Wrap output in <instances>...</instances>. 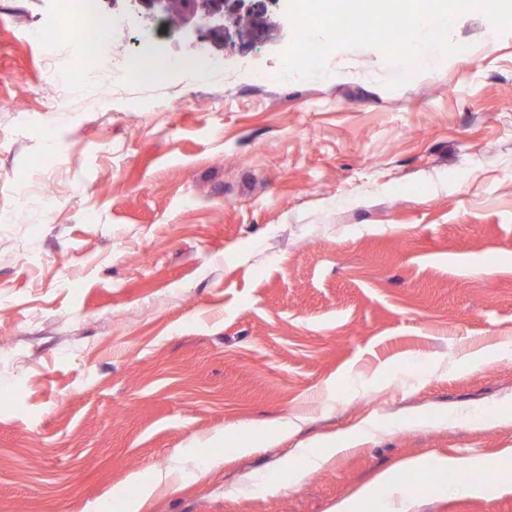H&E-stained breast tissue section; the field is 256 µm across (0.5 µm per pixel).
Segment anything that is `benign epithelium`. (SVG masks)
<instances>
[{"mask_svg":"<svg viewBox=\"0 0 512 512\" xmlns=\"http://www.w3.org/2000/svg\"><path fill=\"white\" fill-rule=\"evenodd\" d=\"M141 14L149 19L165 18L169 13L170 0H128ZM240 13L255 18V30L264 27L261 5L248 0H186L181 26L194 24L193 33L210 41L223 39L236 31L232 20Z\"/></svg>","mask_w":512,"mask_h":512,"instance_id":"obj_1","label":"benign epithelium"}]
</instances>
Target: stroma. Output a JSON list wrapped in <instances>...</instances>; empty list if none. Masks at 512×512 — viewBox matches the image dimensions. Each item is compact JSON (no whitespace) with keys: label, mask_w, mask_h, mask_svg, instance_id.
Returning <instances> with one entry per match:
<instances>
[{"label":"stroma","mask_w":512,"mask_h":512,"mask_svg":"<svg viewBox=\"0 0 512 512\" xmlns=\"http://www.w3.org/2000/svg\"><path fill=\"white\" fill-rule=\"evenodd\" d=\"M99 5V55L164 35L167 75L86 90L76 24L0 0V512H88L195 438L223 465L143 512H330L402 459L471 454L495 496L427 473L412 512H512V355L453 367L512 340V32L459 15L464 52L396 88L375 48L265 83L293 35L274 12L199 81L191 40ZM369 417L358 452L278 481ZM289 420L253 454L216 441ZM510 345L511 343L503 344V343H495V344H486L473 349H469L463 357L456 363V366H469L476 363H491L498 360L502 354L508 350L510 353Z\"/></svg>","instance_id":"35a3bbf8"}]
</instances>
